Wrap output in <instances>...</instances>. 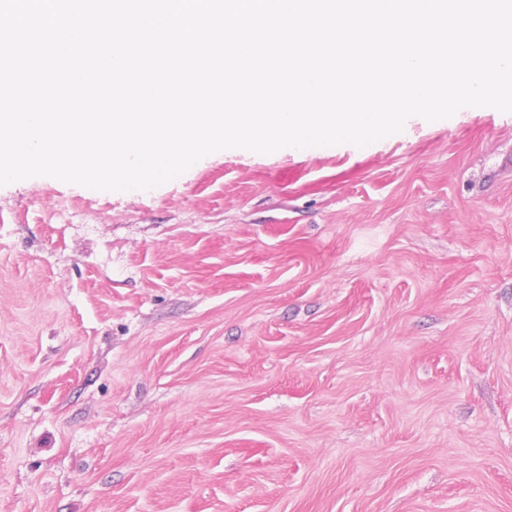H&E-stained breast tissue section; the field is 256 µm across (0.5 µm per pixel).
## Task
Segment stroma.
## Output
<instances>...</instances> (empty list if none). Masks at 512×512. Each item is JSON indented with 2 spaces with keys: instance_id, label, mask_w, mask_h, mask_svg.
I'll use <instances>...</instances> for the list:
<instances>
[{
  "instance_id": "stroma-1",
  "label": "stroma",
  "mask_w": 512,
  "mask_h": 512,
  "mask_svg": "<svg viewBox=\"0 0 512 512\" xmlns=\"http://www.w3.org/2000/svg\"><path fill=\"white\" fill-rule=\"evenodd\" d=\"M0 512H512V113L0 186Z\"/></svg>"
}]
</instances>
